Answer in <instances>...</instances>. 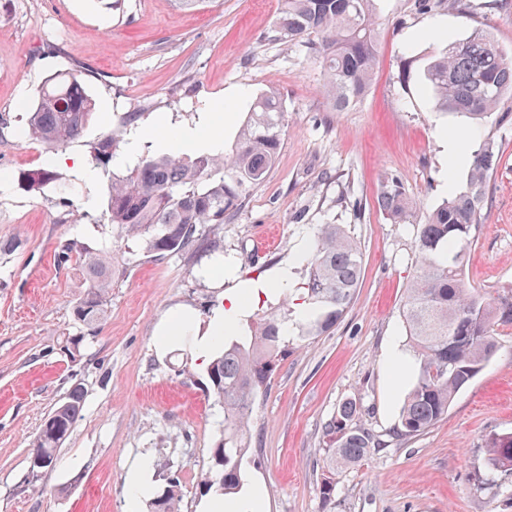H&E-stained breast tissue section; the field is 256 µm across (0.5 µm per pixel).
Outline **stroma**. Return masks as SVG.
Masks as SVG:
<instances>
[{
  "label": "stroma",
  "mask_w": 512,
  "mask_h": 512,
  "mask_svg": "<svg viewBox=\"0 0 512 512\" xmlns=\"http://www.w3.org/2000/svg\"><path fill=\"white\" fill-rule=\"evenodd\" d=\"M280 0H0V512H127L136 463L152 469L151 496L169 479L181 488L179 512H200L210 493V451L224 432V407L204 365L183 339L159 349L161 321L178 305L206 313L224 289L268 278L294 262L291 287L307 279L316 232L344 225L362 253L354 298L335 329L300 337L288 318L291 350L250 421L243 487L260 512H512V473L491 469L487 440L512 433V325L498 327L499 349L461 390L447 415L422 435L392 431L411 387L415 357L402 316L417 270L416 227L379 209L383 184L398 181L425 217L462 189L468 161L448 166L445 140L467 150L494 138L502 156L486 195L466 278L487 292L512 283V110L471 121L437 110L419 81L401 84L400 61L421 73L430 55L474 30L512 56V0H455L425 14L417 0H375L377 61L366 96L337 112L308 49L281 40ZM88 75L95 114L82 138L62 148L91 164L88 144L119 129L124 161L100 166L88 186L69 167L56 181L27 188L23 177L52 154L24 138L45 82L61 71ZM279 89L286 122L275 165L220 224L199 226L200 247L148 253L116 236L105 220L109 187L140 159L131 146L151 128L150 151L163 153V121L197 124L222 148L235 142L253 99ZM136 114L133 126L121 119ZM112 262L105 320L92 329L74 308L87 290L81 255ZM79 346H71V339ZM84 404L54 466L32 469L40 426L72 384ZM355 402L354 427L381 446L361 463L328 471L324 427ZM335 484L324 504L318 487Z\"/></svg>",
  "instance_id": "stroma-1"
}]
</instances>
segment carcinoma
<instances>
[{
    "mask_svg": "<svg viewBox=\"0 0 512 512\" xmlns=\"http://www.w3.org/2000/svg\"><path fill=\"white\" fill-rule=\"evenodd\" d=\"M373 2L281 0L278 32L290 42L304 40L318 59L335 110L361 100L370 89L377 53ZM423 86L434 95L438 110L481 120L512 94V58L491 37L476 32L464 42L448 44L424 67ZM93 113L85 73L68 69L42 87L25 135L55 150L78 139ZM284 127L280 97L270 88L255 97L237 141L223 154L145 152L138 165L113 178L107 222L148 253L196 246L197 226L224 223L241 205L246 189L271 170ZM121 143L120 131L109 130L89 144L90 156L106 165ZM499 154L494 139H482L472 152L465 187L448 193L419 225V266L402 308L417 374L393 431L398 438L417 436L447 414L455 396L497 353L496 327L512 324V285L488 294L464 278L474 231L485 220L487 184ZM55 180V172L48 169L24 178L31 190ZM377 203L396 222L409 221L406 192L397 181L385 182ZM84 263L89 287L74 314L83 324L95 326L103 318L112 265L90 252L85 253ZM307 265L303 289L309 315L301 336H320L335 328L349 308L360 281L361 251L341 225L323 224ZM286 321L285 301L250 321L249 334L225 344L208 365L211 390L224 405V435L212 448V461L214 471L223 473L219 490L225 495L236 494L241 487L255 401L288 357ZM83 401V388L74 383L47 416L30 450L41 457L37 468L54 465ZM355 416V404L346 402L325 426L332 443L331 460L356 465L375 447L370 433L350 426ZM486 448L493 469L512 470V433L492 436ZM179 497L178 485L169 482L152 512H177Z\"/></svg>",
    "mask_w": 512,
    "mask_h": 512,
    "instance_id": "obj_1",
    "label": "carcinoma"
}]
</instances>
